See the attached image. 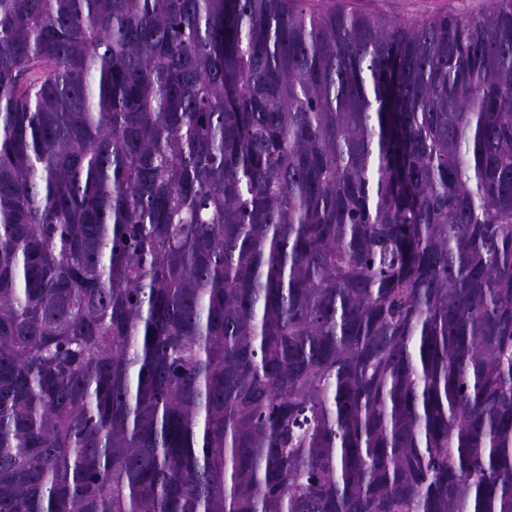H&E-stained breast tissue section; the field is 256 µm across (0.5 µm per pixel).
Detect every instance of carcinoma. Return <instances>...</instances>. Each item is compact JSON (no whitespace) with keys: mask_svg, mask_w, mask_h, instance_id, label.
I'll return each instance as SVG.
<instances>
[{"mask_svg":"<svg viewBox=\"0 0 512 512\" xmlns=\"http://www.w3.org/2000/svg\"><path fill=\"white\" fill-rule=\"evenodd\" d=\"M0 512H512V0H0ZM306 7L351 9L362 13H382L390 18L420 20L424 17L454 11L480 13L491 0H309Z\"/></svg>","mask_w":512,"mask_h":512,"instance_id":"cac0c4a2","label":"carcinoma"}]
</instances>
